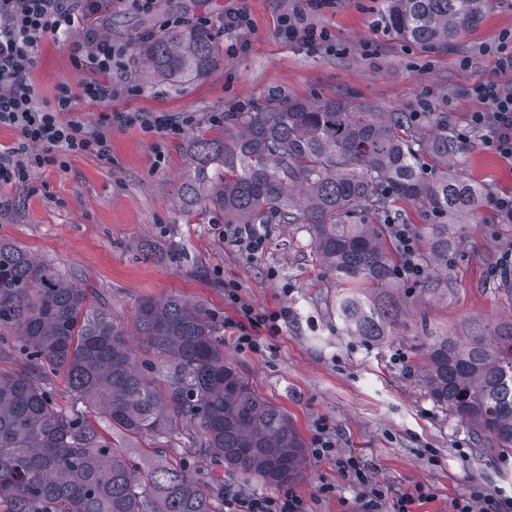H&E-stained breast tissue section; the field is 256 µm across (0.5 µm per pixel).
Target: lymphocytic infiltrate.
Segmentation results:
<instances>
[{
  "label": "lymphocytic infiltrate",
  "mask_w": 512,
  "mask_h": 512,
  "mask_svg": "<svg viewBox=\"0 0 512 512\" xmlns=\"http://www.w3.org/2000/svg\"><path fill=\"white\" fill-rule=\"evenodd\" d=\"M156 0H0V126L16 129V146L0 150V186L27 184L35 170L61 163L69 155L100 158L111 152L112 125L136 124L147 132L181 134L196 118L173 120L153 112L114 110L104 115L98 129H89L73 104L69 89H61L56 103L40 107L29 81L42 40L49 35L69 40L76 69L90 74L86 96L104 102L112 98V74L125 68L127 48L97 30L95 17L103 9L131 5L153 11ZM473 95L482 110L471 113L467 129L481 135L485 144L512 159V90L492 82L479 83ZM224 298L236 307V316L224 323L234 333L239 348L260 351L265 334L278 332L287 310L259 312L241 303L234 289ZM224 512H307L304 501L293 493L276 498L259 496L239 488L224 491Z\"/></svg>",
  "instance_id": "obj_1"
}]
</instances>
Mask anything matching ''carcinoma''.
<instances>
[{"label":"carcinoma","instance_id":"1","mask_svg":"<svg viewBox=\"0 0 512 512\" xmlns=\"http://www.w3.org/2000/svg\"><path fill=\"white\" fill-rule=\"evenodd\" d=\"M484 0H389L399 36L446 45L483 19ZM153 77L199 80L222 60L204 26L162 33L143 49ZM224 140L193 137L184 207L209 205L242 224H302L318 259L346 287L336 315L367 342L389 335L398 262L382 229L399 200L438 219L423 231L422 265L448 269V225L477 211L481 187L458 169L464 146L443 115L414 134L403 112L330 100L234 112ZM433 161L424 176L422 154ZM136 326L165 358L162 385L137 367L125 333L87 289L55 264L0 240V329L17 336L31 375H0V505L4 512H224V490L195 477L165 449L176 420L191 444L269 484L298 471L303 442L288 414L230 363L215 317L196 303L144 299ZM429 396L512 453V325L490 338L435 336L423 344ZM64 379L62 400L50 376ZM112 428L104 435L87 413ZM150 442L139 467L122 444Z\"/></svg>","mask_w":512,"mask_h":512}]
</instances>
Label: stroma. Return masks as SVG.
<instances>
[{
  "instance_id": "35a3bbf8",
  "label": "stroma",
  "mask_w": 512,
  "mask_h": 512,
  "mask_svg": "<svg viewBox=\"0 0 512 512\" xmlns=\"http://www.w3.org/2000/svg\"><path fill=\"white\" fill-rule=\"evenodd\" d=\"M303 0H157L150 13L132 7L102 12L99 31L127 46V68L112 80V98L83 94L86 74L77 70L68 42L45 37L30 73L41 104H54L68 87L90 127L111 110L196 116L183 135L145 133L113 126L111 155H76L65 167L37 170L28 185L0 188V239L70 273L79 287L108 309L129 335L140 362L158 364L135 327L140 300L176 296L203 305L217 320L233 317L224 298L236 289L241 302L268 312L287 310L288 321L267 337L262 351L239 350L220 331L224 359L267 401L283 408L305 448L332 441L336 459L307 457L286 484L232 478L219 458L187 445L189 427L169 434L173 458H185L197 476L235 482L260 496L293 491L308 512H359L362 484L340 471L337 458L357 457L362 471L383 486L388 499L406 493L414 512H451L453 500L512 497V454L435 403L424 386L421 345L431 336L467 339L486 326L512 325V274L493 269L512 248V223H499L492 205L512 195V160L470 134L459 160L465 177L484 190L477 216L451 228L448 268L433 277L400 276L394 293L400 314L378 343L349 335L333 303L340 285L318 260L298 224H265L262 249L245 254L224 238L227 216L212 210L184 212L178 199L189 168V138L220 139L215 114L302 101L345 100L384 112L411 114L410 130L430 113L462 132L480 102L472 87L495 82L512 87V73L492 54L512 31V0H486L484 18L448 45L423 47L390 27L387 0H334L308 12L307 23L326 31L337 52L304 44L281 24ZM243 11L248 28L220 33L221 63L204 79L163 84L148 79L139 56L145 35H158L166 19L203 24Z\"/></svg>"
}]
</instances>
